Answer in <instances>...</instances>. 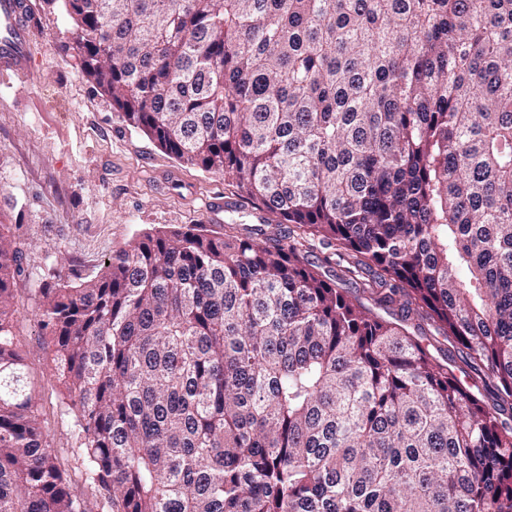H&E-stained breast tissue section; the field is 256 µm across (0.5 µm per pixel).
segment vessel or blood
I'll use <instances>...</instances> for the list:
<instances>
[{
	"instance_id": "vessel-or-blood-1",
	"label": "vessel or blood",
	"mask_w": 512,
	"mask_h": 512,
	"mask_svg": "<svg viewBox=\"0 0 512 512\" xmlns=\"http://www.w3.org/2000/svg\"><path fill=\"white\" fill-rule=\"evenodd\" d=\"M30 0H0V86L32 73L33 48L28 18Z\"/></svg>"
}]
</instances>
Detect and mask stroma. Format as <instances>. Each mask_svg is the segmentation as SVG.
<instances>
[{"instance_id": "35a3bbf8", "label": "stroma", "mask_w": 512, "mask_h": 512, "mask_svg": "<svg viewBox=\"0 0 512 512\" xmlns=\"http://www.w3.org/2000/svg\"><path fill=\"white\" fill-rule=\"evenodd\" d=\"M32 75L0 89V231L21 251L13 285L17 345L42 432L84 512H101L79 469V442L52 374L35 313L37 290L55 277L78 285L145 233L204 224L260 223L257 209L222 177L180 162L129 127L77 65L64 0H32Z\"/></svg>"}]
</instances>
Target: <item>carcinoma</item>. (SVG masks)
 I'll use <instances>...</instances> for the list:
<instances>
[{
	"label": "carcinoma",
	"instance_id": "1",
	"mask_svg": "<svg viewBox=\"0 0 512 512\" xmlns=\"http://www.w3.org/2000/svg\"><path fill=\"white\" fill-rule=\"evenodd\" d=\"M65 8L124 121L282 226L158 230L38 289L102 512H512V0ZM23 274L0 232V512H80Z\"/></svg>",
	"mask_w": 512,
	"mask_h": 512
}]
</instances>
